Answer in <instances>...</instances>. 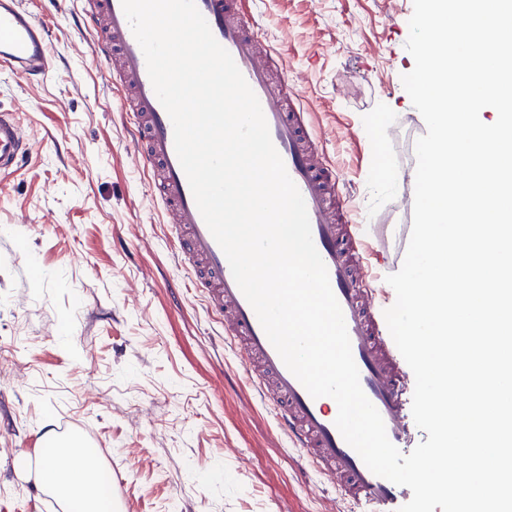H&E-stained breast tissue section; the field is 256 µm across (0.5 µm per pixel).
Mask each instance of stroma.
I'll use <instances>...</instances> for the list:
<instances>
[{
    "label": "stroma",
    "instance_id": "obj_1",
    "mask_svg": "<svg viewBox=\"0 0 512 512\" xmlns=\"http://www.w3.org/2000/svg\"><path fill=\"white\" fill-rule=\"evenodd\" d=\"M51 34L41 82L0 71V111L31 150L0 177V499L31 512L46 421L93 435L126 512H353L301 464L252 390L224 329L187 291L164 205L129 156L124 95L80 28L84 0H21ZM309 102L312 136L335 165L380 309L403 265L413 213L401 175L426 124L402 77L413 0H248ZM81 29V28H80Z\"/></svg>",
    "mask_w": 512,
    "mask_h": 512
}]
</instances>
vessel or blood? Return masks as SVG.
<instances>
[{"label":"vessel or blood","instance_id":"obj_1","mask_svg":"<svg viewBox=\"0 0 512 512\" xmlns=\"http://www.w3.org/2000/svg\"><path fill=\"white\" fill-rule=\"evenodd\" d=\"M195 2L260 102L271 140L305 201L313 242L344 316L360 385L381 414L390 441L406 447L411 425L405 376L375 311L372 269L357 258L356 239L340 232L352 216L346 199L334 190L336 169L322 152L306 145L308 109L272 84L274 49L262 42L255 23L241 13L239 0ZM88 4L87 25H94L100 13L107 20L91 46L93 54L107 64L120 57L117 79L134 91L132 101L122 106L132 125L129 156L139 169L161 175L152 188L165 205L168 239L178 264L188 271L192 290L223 325L225 344L241 353L249 381L273 411L278 430L300 450L304 464L330 481L342 498L367 505L368 512H398L403 487L373 474L346 443L335 425L336 402L310 396L283 363L238 287L197 208L175 151L171 118L155 94L121 0ZM52 65L48 29L21 8L19 0H0V69L37 80ZM28 150L17 119L1 113L0 173L16 170Z\"/></svg>","mask_w":512,"mask_h":512}]
</instances>
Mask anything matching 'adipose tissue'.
<instances>
[{"mask_svg":"<svg viewBox=\"0 0 512 512\" xmlns=\"http://www.w3.org/2000/svg\"><path fill=\"white\" fill-rule=\"evenodd\" d=\"M40 486L52 490L68 512H109L97 470L89 465L91 453L85 448L42 447Z\"/></svg>","mask_w":512,"mask_h":512,"instance_id":"obj_1","label":"adipose tissue"}]
</instances>
